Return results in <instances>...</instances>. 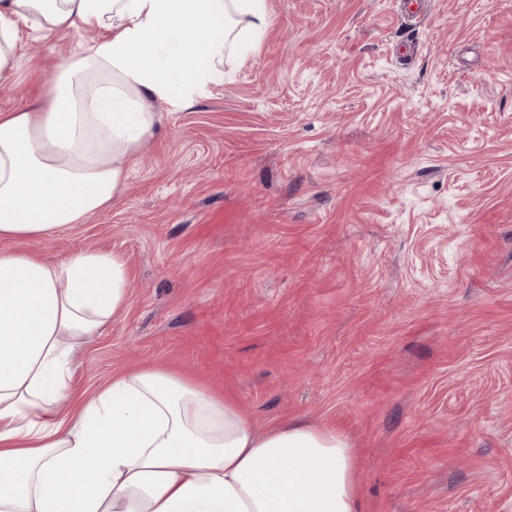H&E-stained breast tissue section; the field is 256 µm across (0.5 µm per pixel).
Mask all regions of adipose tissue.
<instances>
[{"instance_id":"obj_1","label":"adipose tissue","mask_w":512,"mask_h":512,"mask_svg":"<svg viewBox=\"0 0 512 512\" xmlns=\"http://www.w3.org/2000/svg\"><path fill=\"white\" fill-rule=\"evenodd\" d=\"M269 26L263 0H0V83L28 33H95L0 113V512H359L357 455L300 418L258 433L182 374L113 375L72 414L70 365L129 298L115 253L43 261L31 246L118 203L161 127Z\"/></svg>"}]
</instances>
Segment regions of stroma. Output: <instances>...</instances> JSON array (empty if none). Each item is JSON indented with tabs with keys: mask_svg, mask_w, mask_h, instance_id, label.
I'll use <instances>...</instances> for the list:
<instances>
[{
	"mask_svg": "<svg viewBox=\"0 0 512 512\" xmlns=\"http://www.w3.org/2000/svg\"><path fill=\"white\" fill-rule=\"evenodd\" d=\"M403 3L266 0L122 200L36 250L129 269L75 398L169 367L342 428L361 512H512V0Z\"/></svg>",
	"mask_w": 512,
	"mask_h": 512,
	"instance_id": "stroma-1",
	"label": "stroma"
}]
</instances>
